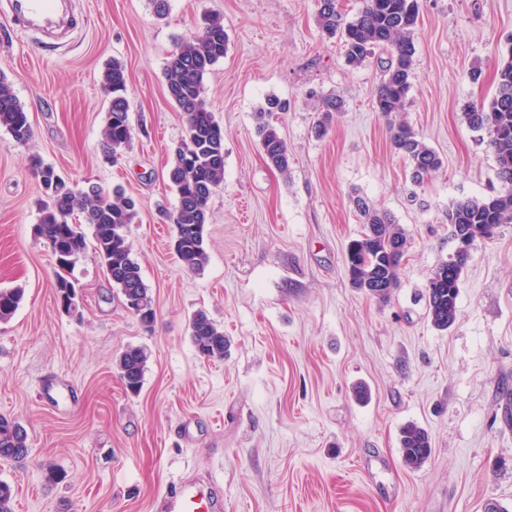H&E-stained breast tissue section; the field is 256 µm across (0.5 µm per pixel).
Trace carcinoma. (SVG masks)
I'll list each match as a JSON object with an SVG mask.
<instances>
[{
  "instance_id": "1",
  "label": "carcinoma",
  "mask_w": 512,
  "mask_h": 512,
  "mask_svg": "<svg viewBox=\"0 0 512 512\" xmlns=\"http://www.w3.org/2000/svg\"><path fill=\"white\" fill-rule=\"evenodd\" d=\"M319 4V27L328 37H339L348 64L358 66L373 58L380 63L382 75L374 91L376 110L388 118L402 111L414 78L412 35L417 0H365L350 21L338 10L337 0H319ZM227 43L222 19L208 18L203 34L181 41L165 67L168 96L187 118L186 134L172 150L167 179L178 195L173 215L174 252L190 271L202 270L208 261V202L224 181V128L207 101L204 77L224 59ZM101 81L110 96L101 154L104 160L113 162L130 148L132 141L124 64L112 60L105 66ZM286 111L288 102L273 95L266 97L257 111V130L265 158L283 173L289 167L288 146L269 117ZM464 117L468 126L480 133V139L486 140L505 191L460 201L448 208V224L454 238L465 232L473 236L483 224H512V52L496 69L495 93L489 103L468 106ZM0 126L20 145L31 138L28 113L1 69ZM390 132L391 145L408 160L413 181L419 182L442 168L438 153L418 139L407 122H390ZM31 169L45 194L37 233L55 256L52 288L56 295L76 298L70 274L87 247L81 224H88L93 228L96 250L108 278L123 300H138L144 310L141 322L151 324L155 318L154 299L126 236L128 225L138 214L135 200L120 189L109 195L96 184L77 189L37 157L32 158ZM355 204L364 217L365 231L346 249L349 281L352 287L385 299L399 286L407 237L389 213L370 207L361 196L355 198ZM463 270L462 265L450 269L448 262H441L432 272L438 287L425 290L428 316L440 331L447 330L457 319ZM23 297L21 288H1L0 320L13 315ZM190 329L201 356L224 357V330L206 312L201 310L193 316ZM146 364L147 354L141 347L130 346L119 354L116 367L128 392L136 394L141 390ZM399 444L402 461L409 469L421 467L432 454L428 432L416 424L401 429ZM28 455L24 427L15 419L0 415V461L20 462ZM14 501V487L0 480V512H14Z\"/></svg>"
}]
</instances>
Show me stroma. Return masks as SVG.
<instances>
[{
  "label": "stroma",
  "instance_id": "obj_1",
  "mask_svg": "<svg viewBox=\"0 0 512 512\" xmlns=\"http://www.w3.org/2000/svg\"><path fill=\"white\" fill-rule=\"evenodd\" d=\"M85 22L61 45L0 14V70L31 122L28 145L0 128V288H20L0 320V415L30 453L0 463L15 512H160L172 485L206 476L224 512H512V224L476 240L455 324L433 327L421 294L456 246L452 204L500 191L492 152L463 112L489 102L512 50V0H418L414 78L401 120L444 161L413 183L373 93L376 62L349 66L318 25V0H74ZM218 14L227 52L205 78L224 127V181L211 197L208 262L185 269L165 218L178 205L165 173L185 134L164 69L182 40ZM124 63L133 141L103 161L108 97L100 75ZM481 70L472 82V70ZM286 99L273 124L287 172L267 164L256 109ZM341 99L324 137L322 100ZM40 157L75 185H122L138 201L127 239L155 302L145 327L127 311L94 248L73 269L78 313L62 312L55 259L36 236ZM362 196L405 230L400 285L382 302L352 288L349 240ZM205 311L224 357H201L189 323ZM148 354L126 392L116 358ZM426 429L432 454L404 467L400 430ZM60 480L46 479L47 470Z\"/></svg>",
  "mask_w": 512,
  "mask_h": 512
}]
</instances>
